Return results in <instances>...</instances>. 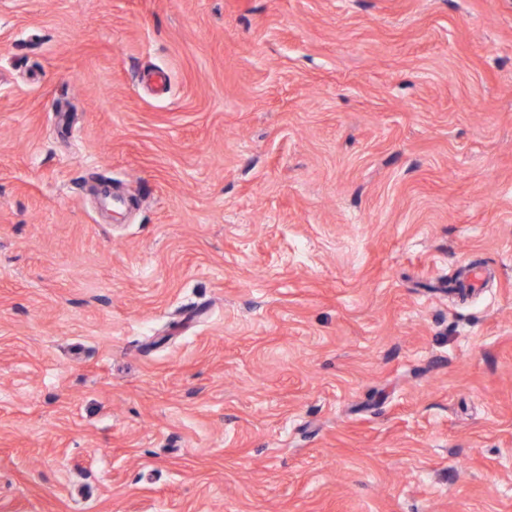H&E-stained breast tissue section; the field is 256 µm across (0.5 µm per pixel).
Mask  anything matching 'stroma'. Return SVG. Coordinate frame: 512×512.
Returning a JSON list of instances; mask_svg holds the SVG:
<instances>
[{"instance_id": "obj_1", "label": "stroma", "mask_w": 512, "mask_h": 512, "mask_svg": "<svg viewBox=\"0 0 512 512\" xmlns=\"http://www.w3.org/2000/svg\"><path fill=\"white\" fill-rule=\"evenodd\" d=\"M0 512H512V0H0Z\"/></svg>"}]
</instances>
